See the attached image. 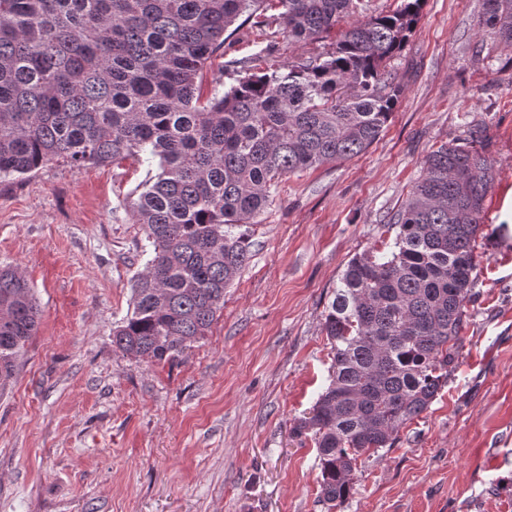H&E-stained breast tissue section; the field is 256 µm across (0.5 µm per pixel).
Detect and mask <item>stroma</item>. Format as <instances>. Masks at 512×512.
<instances>
[{"instance_id": "obj_1", "label": "stroma", "mask_w": 512, "mask_h": 512, "mask_svg": "<svg viewBox=\"0 0 512 512\" xmlns=\"http://www.w3.org/2000/svg\"><path fill=\"white\" fill-rule=\"evenodd\" d=\"M481 14L482 0H426L391 62L402 94L386 129L358 157L280 180L223 309L176 360L112 344L148 259L132 204L154 164L54 160L0 183V265L18 268L41 314L0 391V512H512V45ZM335 40L295 43L237 19L204 89L232 84L235 63L271 72ZM476 127L494 181L459 364L327 508L316 447L291 432L330 382L323 311L427 155Z\"/></svg>"}]
</instances>
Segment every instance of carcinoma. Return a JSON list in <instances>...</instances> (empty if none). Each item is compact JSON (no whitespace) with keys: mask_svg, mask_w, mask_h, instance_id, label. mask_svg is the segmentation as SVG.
Here are the masks:
<instances>
[{"mask_svg":"<svg viewBox=\"0 0 512 512\" xmlns=\"http://www.w3.org/2000/svg\"><path fill=\"white\" fill-rule=\"evenodd\" d=\"M261 2L0 0V180L59 159L76 171L157 162L134 203L152 257L112 331L127 355L171 361L204 336L278 180L365 152L400 98L388 64L423 0L386 13L371 0H276L297 42L353 22L326 55L248 73L201 102L198 78L225 31ZM483 23L512 43V0H483ZM483 140L473 130L430 152L389 216L393 242L353 257L324 310L332 379L292 432L311 435L332 507L356 490L359 457L392 447L459 363L494 180ZM38 320L27 282L0 268L1 388Z\"/></svg>","mask_w":512,"mask_h":512,"instance_id":"carcinoma-1","label":"carcinoma"}]
</instances>
